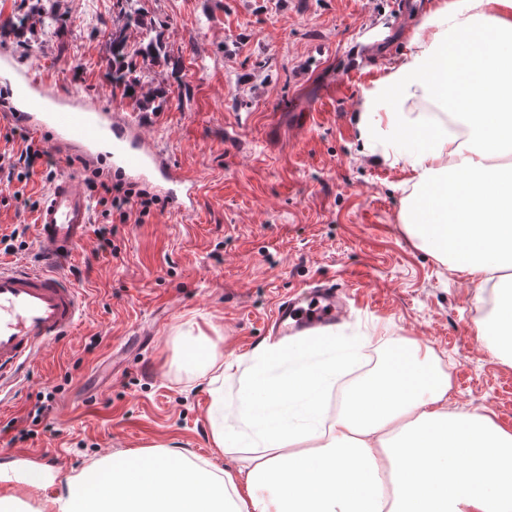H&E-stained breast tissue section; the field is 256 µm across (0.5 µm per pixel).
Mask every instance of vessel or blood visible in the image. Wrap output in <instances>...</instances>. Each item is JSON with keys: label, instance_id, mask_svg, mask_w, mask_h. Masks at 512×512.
Masks as SVG:
<instances>
[{"label": "vessel or blood", "instance_id": "obj_1", "mask_svg": "<svg viewBox=\"0 0 512 512\" xmlns=\"http://www.w3.org/2000/svg\"><path fill=\"white\" fill-rule=\"evenodd\" d=\"M20 107L11 119L38 131L51 129L57 143L84 150L105 149L114 169L131 179L161 188L183 211L193 210L199 185L185 176L159 145L145 139L136 122L122 113H102L74 96L49 91L46 82L0 56ZM93 205L70 176H59L46 192L35 224L41 264H0V392L17 384L30 359L50 343L73 334L82 297L62 271L86 239ZM344 300L334 286L312 289L308 301L279 300L272 330L315 336L341 319Z\"/></svg>", "mask_w": 512, "mask_h": 512}]
</instances>
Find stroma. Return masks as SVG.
Masks as SVG:
<instances>
[{
	"label": "stroma",
	"mask_w": 512,
	"mask_h": 512,
	"mask_svg": "<svg viewBox=\"0 0 512 512\" xmlns=\"http://www.w3.org/2000/svg\"><path fill=\"white\" fill-rule=\"evenodd\" d=\"M430 2L137 0L189 86H170L167 104L150 111L106 79L116 0H53L51 33L0 35V53L54 90L131 115L200 186L193 211L165 197L144 222L113 224L108 251L94 207V230L64 267L83 297L78 330L37 355L0 404L10 477L54 459L53 483L12 512H40L70 477L119 450L175 448L236 470L250 451L213 447L207 385L179 368L181 340L201 332L225 357L252 354L270 341L276 302L315 281L352 303L313 356L346 360L324 395L328 415L401 338L454 369L453 403L512 429V366L476 334V284L407 236L405 175L361 153L354 120L363 87L398 60ZM48 188L36 175L18 198L0 182V237L16 230L25 242L0 262L36 263L31 204ZM46 394L52 407L33 424Z\"/></svg>",
	"instance_id": "stroma-1"
}]
</instances>
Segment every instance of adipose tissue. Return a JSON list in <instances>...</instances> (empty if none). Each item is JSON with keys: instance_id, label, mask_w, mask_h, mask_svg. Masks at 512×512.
<instances>
[{"instance_id": "1", "label": "adipose tissue", "mask_w": 512, "mask_h": 512, "mask_svg": "<svg viewBox=\"0 0 512 512\" xmlns=\"http://www.w3.org/2000/svg\"><path fill=\"white\" fill-rule=\"evenodd\" d=\"M356 123L372 153L409 172L408 234L496 288L476 328L512 364V0H432L402 58L362 89ZM289 355L296 368L267 382L266 364ZM309 355L272 343L229 362L196 337L182 357L207 382L212 443L228 449L234 417L253 456L233 473L169 448L115 452L71 478L50 512H512V431L451 407L431 352L394 351L326 433L323 390L344 362ZM242 365L250 377L233 412L224 382ZM293 402L305 409L298 425Z\"/></svg>"}]
</instances>
